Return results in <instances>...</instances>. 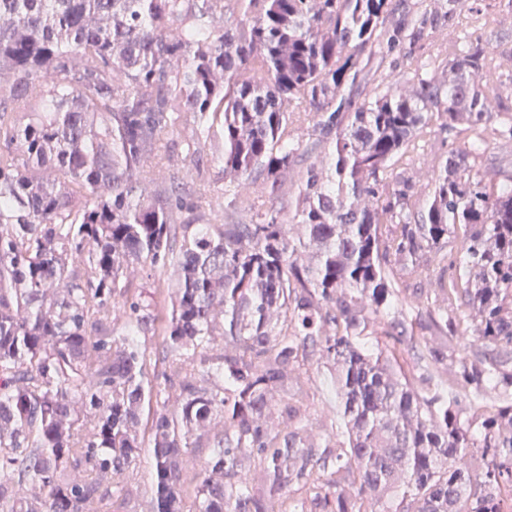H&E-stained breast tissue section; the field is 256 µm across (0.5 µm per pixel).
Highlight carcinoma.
Instances as JSON below:
<instances>
[{"instance_id": "1", "label": "carcinoma", "mask_w": 512, "mask_h": 512, "mask_svg": "<svg viewBox=\"0 0 512 512\" xmlns=\"http://www.w3.org/2000/svg\"><path fill=\"white\" fill-rule=\"evenodd\" d=\"M233 2L227 25V0H0V512H100L143 456L152 512H512V177L470 163L487 127L512 142V88L472 80L505 65L460 29L481 10ZM444 27L446 85L419 60ZM461 120L472 138L422 206L400 157ZM305 124L325 158L285 212ZM206 152L225 219L246 223L209 218ZM157 168L169 178L146 196ZM257 181L267 195L247 196ZM450 235L458 271L426 325L447 354L384 317L393 265ZM134 265L175 268L167 309L133 290ZM157 331L162 382L143 340ZM315 354L339 432L314 433L288 395Z\"/></svg>"}]
</instances>
